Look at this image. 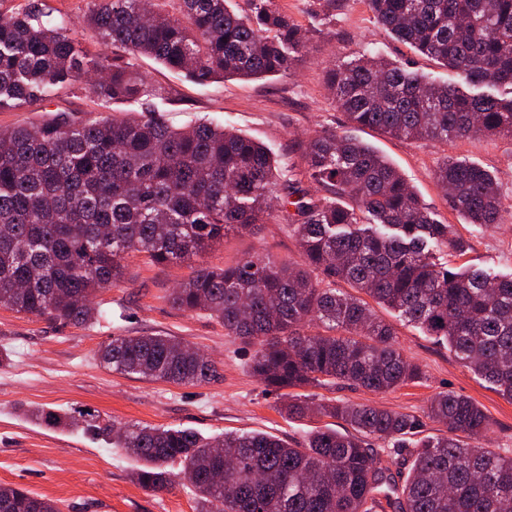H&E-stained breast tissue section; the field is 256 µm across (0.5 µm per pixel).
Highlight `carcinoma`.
<instances>
[{"instance_id": "cac0c4a2", "label": "carcinoma", "mask_w": 512, "mask_h": 512, "mask_svg": "<svg viewBox=\"0 0 512 512\" xmlns=\"http://www.w3.org/2000/svg\"><path fill=\"white\" fill-rule=\"evenodd\" d=\"M249 2L240 14L230 0H178L175 15L153 0H88L84 25L112 48L98 54L70 23L34 7L0 13V110L48 101L89 70L107 74L93 87L101 99L149 100L159 91L137 70L141 56L197 84L288 73L312 34L279 0ZM367 4L381 28L460 81L435 83L378 54L339 61L326 85L350 122L414 142L512 137V0ZM433 175L464 223L487 230L501 222L504 198L490 170L447 157ZM304 180L325 195L298 188ZM281 182L302 262L249 255L224 269L200 266L170 293L173 306L206 312L224 335L253 347L251 370L276 395L337 384L383 393L422 379L369 297L446 343L459 364L512 401V277L436 263L434 244L464 252L453 225L383 155L333 131L309 142L301 170L234 130L173 128L154 114H45L1 132L0 307L86 325L96 319L94 293L119 284L131 254L157 265L200 255L226 229L263 223ZM311 322L319 331L307 334ZM98 358L115 373L175 384L216 373L175 336H113ZM282 412L339 418L350 430L313 429L292 445L263 432L210 441L191 428L110 424L89 410L43 407L31 417L91 433L142 461L133 478L146 491L184 477L194 512H512V448L482 446L491 421L468 397L440 392L414 415L294 395ZM428 420L441 432L424 434ZM409 459L398 484L391 467ZM0 512L61 510L0 484Z\"/></svg>"}]
</instances>
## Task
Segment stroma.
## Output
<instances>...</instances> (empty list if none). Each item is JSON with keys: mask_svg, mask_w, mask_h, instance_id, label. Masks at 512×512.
Here are the masks:
<instances>
[{"mask_svg": "<svg viewBox=\"0 0 512 512\" xmlns=\"http://www.w3.org/2000/svg\"><path fill=\"white\" fill-rule=\"evenodd\" d=\"M280 4L314 32L313 52L291 73L199 85L142 57L137 61L139 72L161 90L149 105L133 100L100 103L90 86L80 81L73 92L52 99L45 108L71 116L140 113L149 108L177 126L208 121L237 130L273 156L298 164L316 134L351 135L394 163L421 200L467 241L469 248L460 257L447 246L436 247L441 261L512 275V138L410 142L353 127L326 87L325 74L336 61L350 60L369 46L440 81H455L454 72L415 55L391 37L375 23L365 0ZM447 156L469 159L495 174L507 206L497 228L475 229L449 210L433 179L437 162ZM256 253L286 264L300 261L297 238L283 213L273 212L266 223L248 232L228 230L207 252L176 264L161 266L133 254L126 261L123 283L97 292L94 303L100 318L94 324L64 325L0 308V484L56 500L62 512H194V495L186 481L163 492L144 491L131 478L138 460L93 435L50 429L23 416V409L38 405L87 408L117 422L189 427L205 437L261 431L296 444L316 427L344 430L341 420L326 416L282 415L277 397L266 393L251 371L252 347L226 336L205 313L185 312L169 301L172 288L198 266L227 267ZM378 314L393 325L403 354L420 365L423 379L385 393L306 386L303 394L415 415L422 414L437 393L461 394L477 402L493 423L486 447L512 448V402L480 383L455 361L447 346L386 309ZM146 334L175 336L201 350L214 362L217 378L185 386L119 375L100 364L98 349L110 337Z\"/></svg>", "mask_w": 512, "mask_h": 512, "instance_id": "1", "label": "stroma"}]
</instances>
